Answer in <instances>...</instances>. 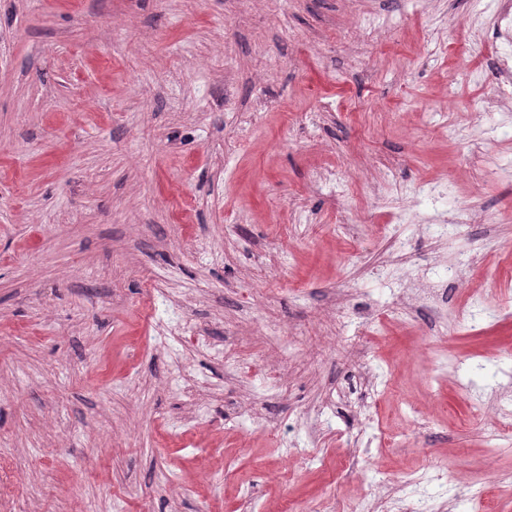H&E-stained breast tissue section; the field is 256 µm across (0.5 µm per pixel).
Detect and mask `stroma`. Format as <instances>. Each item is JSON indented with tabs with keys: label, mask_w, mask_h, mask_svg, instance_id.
<instances>
[{
	"label": "stroma",
	"mask_w": 512,
	"mask_h": 512,
	"mask_svg": "<svg viewBox=\"0 0 512 512\" xmlns=\"http://www.w3.org/2000/svg\"><path fill=\"white\" fill-rule=\"evenodd\" d=\"M508 7L0 0V512H366L439 461L431 507L468 464L512 512L471 407L512 388Z\"/></svg>",
	"instance_id": "35a3bbf8"
}]
</instances>
